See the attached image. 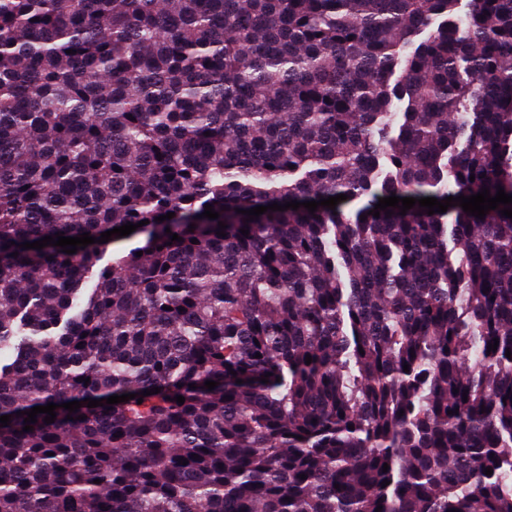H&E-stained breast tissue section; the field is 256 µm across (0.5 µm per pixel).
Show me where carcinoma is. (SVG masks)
Here are the masks:
<instances>
[{
  "instance_id": "carcinoma-1",
  "label": "carcinoma",
  "mask_w": 512,
  "mask_h": 512,
  "mask_svg": "<svg viewBox=\"0 0 512 512\" xmlns=\"http://www.w3.org/2000/svg\"><path fill=\"white\" fill-rule=\"evenodd\" d=\"M458 2L0 0V512H512V218L369 214L512 195Z\"/></svg>"
}]
</instances>
